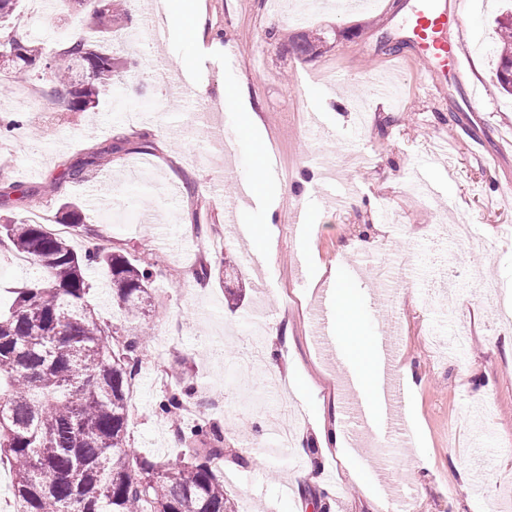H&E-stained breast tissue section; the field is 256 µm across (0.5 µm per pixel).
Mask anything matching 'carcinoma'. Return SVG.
Instances as JSON below:
<instances>
[{"instance_id": "cac0c4a2", "label": "carcinoma", "mask_w": 512, "mask_h": 512, "mask_svg": "<svg viewBox=\"0 0 512 512\" xmlns=\"http://www.w3.org/2000/svg\"><path fill=\"white\" fill-rule=\"evenodd\" d=\"M3 32L25 54L0 65L15 81L33 80L29 62L50 61V90L43 91L68 112L91 107L112 84V55L85 40L66 41L49 50L29 45L15 32L19 0H0ZM90 6L89 29L96 33L118 21L112 0H79ZM500 28L496 84L512 95V12ZM98 61L91 81L76 87L77 53ZM153 142L143 135L91 152L63 165L51 186L86 181L93 169L120 153L148 154ZM0 248L29 258L38 277L15 291L0 312V462L14 475V512H237L224 489V433L199 418L179 425L186 444L175 461H150L130 448V385L142 366L141 328L115 327L98 317L87 301L88 270L102 268L112 304L137 319L152 305L157 272L106 248L79 254L68 240L31 220L0 224ZM155 412L174 419L194 390L185 373L172 375Z\"/></svg>"}]
</instances>
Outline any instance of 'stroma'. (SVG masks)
Returning <instances> with one entry per match:
<instances>
[{
  "label": "stroma",
  "instance_id": "obj_1",
  "mask_svg": "<svg viewBox=\"0 0 512 512\" xmlns=\"http://www.w3.org/2000/svg\"><path fill=\"white\" fill-rule=\"evenodd\" d=\"M368 13L315 9L297 19L293 0H202L205 34L186 29L185 6L160 22L156 43L139 0H116L120 21L103 46L112 52L113 84L83 112H47L42 98L24 99L0 81V119L22 126L0 137V185L16 182L26 201L0 203V216L29 219L33 209L60 222L76 203L84 227L69 238L78 252L109 238L113 250L154 264L153 331L143 368L130 391V445L155 461L175 459L180 443L155 402L173 371L193 377L190 406L218 425L238 460L226 461L224 485L235 505L253 512H369L372 497L395 490L411 512H483L496 501L512 512V95L493 79L496 17L512 0H458L461 20L446 37L466 52L462 81L434 90L412 59L406 7L413 0H376ZM77 0H46L45 25L56 39H90ZM313 52L293 44L304 37ZM189 65L197 94L169 84ZM385 73L393 90L376 97L370 76ZM244 86L242 102L225 105L218 85ZM476 100H469V90ZM259 112L256 136L278 147L277 172L265 176L255 206L240 224H225L253 166L249 142L239 140L240 115ZM148 135L152 154H124L96 178L46 188L62 164L93 149ZM300 208L308 234L295 233ZM272 220L275 242L251 240V225ZM468 223L471 235L444 229ZM198 224L224 225L228 259L240 262L246 297L224 301L218 281L196 282L201 263L215 262ZM264 253L262 267L242 265L244 252ZM405 259L409 268L382 296L379 266ZM347 283L366 335L385 336L417 388H405L403 422L365 425L351 349L317 351L308 308L330 288L331 274ZM261 313L278 336L274 351L287 387L268 384L266 368L252 372V399L264 409L241 411L238 385L226 369L250 346L248 321ZM466 335L464 359L435 352L434 333ZM299 408L306 425L296 448L272 459L265 409ZM247 413L248 428L236 427ZM339 420L350 459L320 442L323 425ZM357 469L360 481L348 476ZM309 477L290 488L298 471Z\"/></svg>",
  "mask_w": 512,
  "mask_h": 512
}]
</instances>
